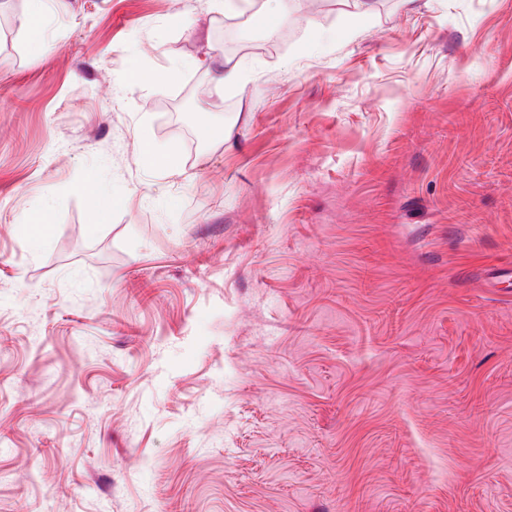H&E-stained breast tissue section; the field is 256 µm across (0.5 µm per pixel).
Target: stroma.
<instances>
[{"label": "stroma", "instance_id": "35a3bbf8", "mask_svg": "<svg viewBox=\"0 0 512 512\" xmlns=\"http://www.w3.org/2000/svg\"><path fill=\"white\" fill-rule=\"evenodd\" d=\"M266 7L0 6V512H512V0ZM218 62L220 68L216 72L218 83L224 87H236L243 79V69L241 63L231 57L219 56Z\"/></svg>", "mask_w": 512, "mask_h": 512}]
</instances>
